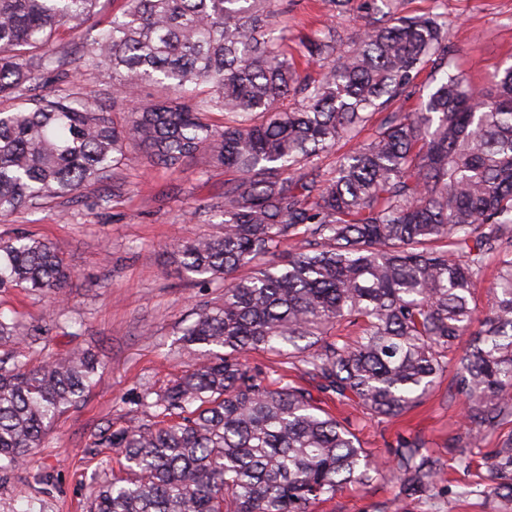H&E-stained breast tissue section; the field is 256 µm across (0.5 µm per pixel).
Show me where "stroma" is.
<instances>
[{
    "instance_id": "stroma-1",
    "label": "stroma",
    "mask_w": 512,
    "mask_h": 512,
    "mask_svg": "<svg viewBox=\"0 0 512 512\" xmlns=\"http://www.w3.org/2000/svg\"><path fill=\"white\" fill-rule=\"evenodd\" d=\"M362 2L335 9L321 0H297L288 36L298 38L329 22L344 40L356 39L365 27ZM402 8L408 15L442 14L451 65L474 87H487L494 74L512 66V0H403ZM227 178L199 157L174 174L147 170L132 147L124 165L79 196L0 219V238L22 233L48 241L74 272L60 302L22 288L0 293V314L17 323L12 347L23 350L32 368L73 349L91 352L100 363L83 402L45 434L36 462L0 472V512H87L112 456L107 449L95 456L89 452L100 425L120 429L143 421L131 398L143 387L163 389L191 363L178 333L196 306L223 296L224 285L187 281L175 250L221 232L210 210L222 201ZM335 413L348 419L361 446L375 455L403 434L424 439L445 457L453 493L441 512H495L492 499L460 493L463 485L479 482L494 440L473 448L469 471L447 459L449 437L464 431L462 402L451 398L448 382L393 422H379L354 404ZM393 493L384 473L342 489L317 512H378Z\"/></svg>"
}]
</instances>
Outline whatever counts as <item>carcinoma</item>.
Instances as JSON below:
<instances>
[{
    "instance_id": "cac0c4a2",
    "label": "carcinoma",
    "mask_w": 512,
    "mask_h": 512,
    "mask_svg": "<svg viewBox=\"0 0 512 512\" xmlns=\"http://www.w3.org/2000/svg\"><path fill=\"white\" fill-rule=\"evenodd\" d=\"M112 2L104 21L101 0H0V216L80 194L129 143L153 168L175 173L202 154L237 177L215 210L223 232L179 248L187 278L224 282L181 330L201 359L132 400L148 420L99 429L93 454L111 449L124 475L94 488L89 512H315L379 473L348 425L308 389L248 366L251 352L297 359L320 391L381 420L418 406L454 362L466 432L448 455L470 469L469 449L512 422V66L478 96L447 70L403 112L391 106L416 94L428 59L450 65L434 13L366 0L348 49L327 24L297 52L286 2ZM66 30L83 41L58 40ZM81 70L112 85V111L87 97ZM341 142L352 147L321 177L314 159ZM71 278L50 243L0 240L1 293L58 297ZM343 323L355 339L334 334ZM97 371L85 351L34 369L17 351L0 358V470L29 460ZM386 455L395 491L380 512L448 496L444 462L421 438ZM486 468L481 493L512 506V433Z\"/></svg>"
}]
</instances>
